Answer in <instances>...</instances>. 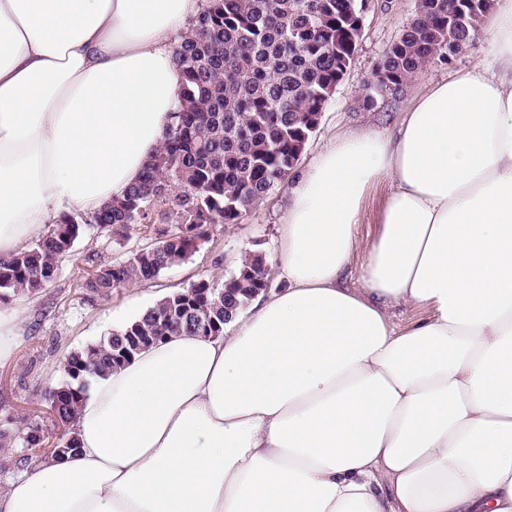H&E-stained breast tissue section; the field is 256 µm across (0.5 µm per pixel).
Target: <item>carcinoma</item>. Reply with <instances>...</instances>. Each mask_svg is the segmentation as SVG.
<instances>
[{"label":"carcinoma","mask_w":512,"mask_h":512,"mask_svg":"<svg viewBox=\"0 0 512 512\" xmlns=\"http://www.w3.org/2000/svg\"><path fill=\"white\" fill-rule=\"evenodd\" d=\"M363 0H205L178 36L179 107L158 153L120 200L83 218L63 216L31 249L0 260V301L36 296L72 253L81 224L120 232L150 224L173 229L88 274L84 288L109 299L112 289L146 283L182 263L213 224H234L282 185L316 131L333 90L358 48L356 22ZM485 0H417L413 20L377 64L364 103L400 93L433 61L451 63L473 45ZM264 255L249 253L216 288L201 280L163 297L121 331L70 353L57 392L46 396L58 433L49 439L36 420L18 435L27 454L47 444L68 454L78 448L72 423L88 379L129 362L143 348L188 333L220 336L238 310L265 288Z\"/></svg>","instance_id":"obj_1"}]
</instances>
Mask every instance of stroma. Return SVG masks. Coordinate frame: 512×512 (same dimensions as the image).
Returning <instances> with one entry per match:
<instances>
[{
	"mask_svg": "<svg viewBox=\"0 0 512 512\" xmlns=\"http://www.w3.org/2000/svg\"><path fill=\"white\" fill-rule=\"evenodd\" d=\"M415 8L416 0H373L364 15L355 60L323 110L300 166L310 165L336 136L345 132L395 129L424 86L447 80L454 72L476 62L474 48H467L452 62L428 65L396 97L380 101L376 108H365L364 97L372 72L410 22ZM290 189V184H282L238 223L213 225L209 241L184 262L165 270L154 281L113 289L108 299L86 291L84 282L89 271L111 264L130 248L150 244L155 238V227L133 224L117 234L84 225L73 256L63 261L55 281L37 296L13 298L22 313L24 331L10 355L0 359V425L7 426L15 435L24 428L33 411H47L46 388L61 377L62 363L70 352L120 331L172 292L201 280L221 286L245 254L262 253L272 290L285 288L286 282L278 271V240ZM388 192L385 182L369 190L357 229L360 248H367L377 235Z\"/></svg>",
	"mask_w": 512,
	"mask_h": 512,
	"instance_id": "1",
	"label": "stroma"
}]
</instances>
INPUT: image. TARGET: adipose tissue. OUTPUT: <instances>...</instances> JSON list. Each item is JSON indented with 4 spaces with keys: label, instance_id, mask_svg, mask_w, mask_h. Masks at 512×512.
I'll return each mask as SVG.
<instances>
[{
    "label": "adipose tissue",
    "instance_id": "1",
    "mask_svg": "<svg viewBox=\"0 0 512 512\" xmlns=\"http://www.w3.org/2000/svg\"><path fill=\"white\" fill-rule=\"evenodd\" d=\"M200 6L0 0V259L139 181ZM477 42L394 131L293 173L287 288L91 377L77 453L25 466L0 512H512V0ZM403 304L426 313L400 329ZM389 189L387 182H380L366 195L357 229V241L362 251L370 245L379 231L380 215Z\"/></svg>",
    "mask_w": 512,
    "mask_h": 512
}]
</instances>
